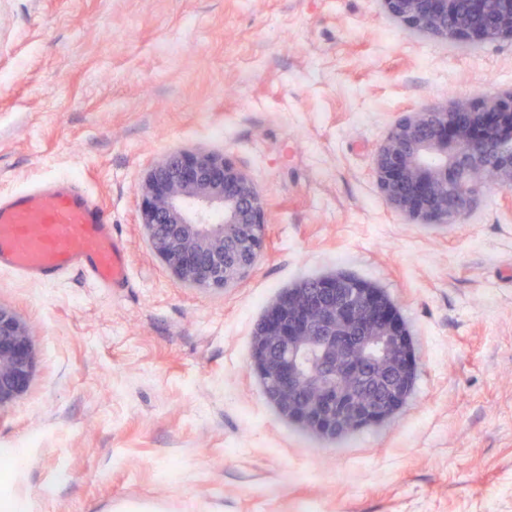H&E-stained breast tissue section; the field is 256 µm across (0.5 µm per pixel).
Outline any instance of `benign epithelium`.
Here are the masks:
<instances>
[{"mask_svg": "<svg viewBox=\"0 0 512 512\" xmlns=\"http://www.w3.org/2000/svg\"><path fill=\"white\" fill-rule=\"evenodd\" d=\"M411 35L471 42L512 39V0H381ZM377 186L391 209L418 224H451L491 188H512V90L472 102L406 113L376 151ZM142 224L152 251L179 283L229 288L255 266L266 239V208L252 178L222 154H172L146 174ZM219 210L224 221L210 222ZM290 288L255 330L251 363L273 380L286 417L325 438L375 425L407 398L412 353L396 310L377 288L352 290L334 276ZM373 362L398 380L371 404ZM35 351L27 325L0 306V410L27 390Z\"/></svg>", "mask_w": 512, "mask_h": 512, "instance_id": "obj_1", "label": "benign epithelium"}]
</instances>
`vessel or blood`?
<instances>
[{
	"label": "vessel or blood",
	"mask_w": 512,
	"mask_h": 512,
	"mask_svg": "<svg viewBox=\"0 0 512 512\" xmlns=\"http://www.w3.org/2000/svg\"><path fill=\"white\" fill-rule=\"evenodd\" d=\"M77 267L98 288L129 279L109 216L80 184L53 178L0 196V271L47 282Z\"/></svg>",
	"instance_id": "obj_1"
}]
</instances>
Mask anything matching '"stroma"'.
<instances>
[{"mask_svg": "<svg viewBox=\"0 0 512 512\" xmlns=\"http://www.w3.org/2000/svg\"><path fill=\"white\" fill-rule=\"evenodd\" d=\"M510 88L512 39L413 36L380 0H0V195L80 180L130 265L111 289L0 273L36 355L0 512H512V192L416 224L374 175L404 113ZM195 150L266 203L223 290L182 286L141 224L147 171ZM337 271L388 295L419 368L390 420L327 441L248 362L279 293Z\"/></svg>", "mask_w": 512, "mask_h": 512, "instance_id": "35a3bbf8", "label": "stroma"}]
</instances>
